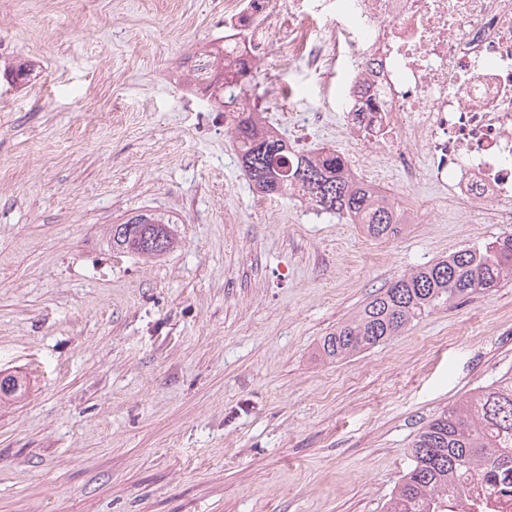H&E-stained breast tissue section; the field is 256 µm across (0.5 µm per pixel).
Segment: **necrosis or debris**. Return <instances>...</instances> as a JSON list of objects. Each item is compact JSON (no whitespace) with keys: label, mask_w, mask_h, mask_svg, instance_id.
<instances>
[{"label":"necrosis or debris","mask_w":512,"mask_h":512,"mask_svg":"<svg viewBox=\"0 0 512 512\" xmlns=\"http://www.w3.org/2000/svg\"><path fill=\"white\" fill-rule=\"evenodd\" d=\"M222 41L335 89L353 176L385 162L472 221L512 224V0H229ZM467 485L471 512H512V483Z\"/></svg>","instance_id":"obj_1"}]
</instances>
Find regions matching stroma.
<instances>
[{
    "label": "stroma",
    "instance_id": "obj_1",
    "mask_svg": "<svg viewBox=\"0 0 512 512\" xmlns=\"http://www.w3.org/2000/svg\"><path fill=\"white\" fill-rule=\"evenodd\" d=\"M225 2L0 0V373L29 383L0 401V512H385L419 429L512 366V281L320 355L379 288L512 225L448 205L379 241L296 197L257 208L191 80ZM260 67L270 122L344 152L307 73ZM138 213L176 247L113 251Z\"/></svg>",
    "mask_w": 512,
    "mask_h": 512
}]
</instances>
